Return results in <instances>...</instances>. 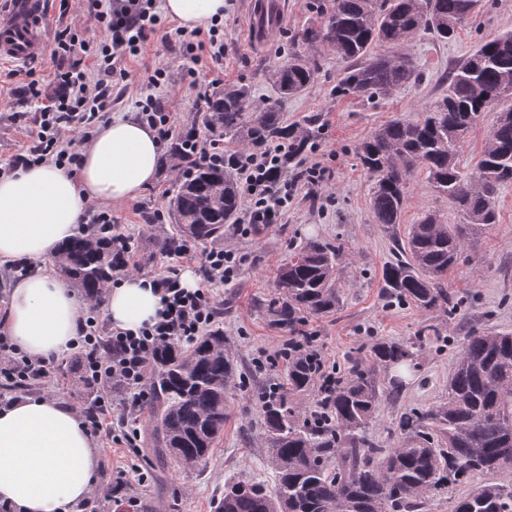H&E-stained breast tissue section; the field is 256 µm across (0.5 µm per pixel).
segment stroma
Instances as JSON below:
<instances>
[{"instance_id":"stroma-1","label":"stroma","mask_w":512,"mask_h":512,"mask_svg":"<svg viewBox=\"0 0 512 512\" xmlns=\"http://www.w3.org/2000/svg\"><path fill=\"white\" fill-rule=\"evenodd\" d=\"M283 2L287 12L279 33L259 43L247 33L255 0H226L220 21L224 58L218 65L211 63L205 50L200 53V64L194 66L183 56L185 43L206 41V29L168 43L160 34L150 35L142 55L126 61L128 78L114 80L112 104L100 117L105 124L118 115H138L137 102L146 94L148 76L162 67L178 79L169 91L170 112L174 125L186 131L200 110L201 97L219 85L242 81L252 87L253 105L275 104L285 125L318 144L316 158L328 170L329 178L319 199L297 190L271 229L247 231L236 224L225 232L223 246L236 250L238 276L231 283L212 287L211 292L222 311L219 321L234 344L244 379L226 392L228 420L209 462L197 467L174 463L161 467L146 450L125 448L103 437L94 439L99 459L96 485L124 484L122 491L98 501L99 512H214L227 480L240 476L275 485L265 461L261 396L284 373L282 353L289 334L271 326L260 305L275 297L276 272L296 245L319 240L344 246L339 310L307 317L299 327L300 334L312 337L314 348L327 364L338 365L350 357L368 359L371 345L380 339L420 340L418 370L407 378L398 399L381 401L372 425L376 436H385L391 422L406 408L429 406L447 397L448 375L466 336L487 329L512 333V186L496 201L498 223L476 236L448 273L449 289L468 294L471 301L465 319L450 322L437 313L386 298L382 270L395 239L404 236L409 225L425 213L437 214L449 224L458 223L453 204L419 174L409 185L401 223H374L372 181L357 155L362 141L384 122L418 119L438 96L440 75L467 57L481 38L512 29V0H486L485 7L451 41L437 42L420 35L409 39L401 51L422 65L426 79L370 102L337 95L345 64L327 48L315 55L316 81L310 89L294 97L278 94L267 79L268 71L287 59L289 50L297 46L298 35L318 20L308 0ZM91 3L45 0L43 54L27 64H0V175L8 174L14 159L25 153L33 140L38 103L27 97V84L35 81L43 89H54L56 35L66 27L80 31L91 25ZM170 193V177L162 170L136 200L113 206L112 215L131 245L129 262L161 271L169 265V257L155 254L154 232L145 218L165 209ZM59 379V386L38 385L25 391L0 386V402L28 394L52 397L78 410L95 395L75 362L62 365Z\"/></svg>"}]
</instances>
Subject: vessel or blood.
Wrapping results in <instances>:
<instances>
[{
  "instance_id": "vessel-or-blood-1",
  "label": "vessel or blood",
  "mask_w": 512,
  "mask_h": 512,
  "mask_svg": "<svg viewBox=\"0 0 512 512\" xmlns=\"http://www.w3.org/2000/svg\"><path fill=\"white\" fill-rule=\"evenodd\" d=\"M0 11V60L26 63L44 50L43 0H6Z\"/></svg>"
}]
</instances>
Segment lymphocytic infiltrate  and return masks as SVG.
<instances>
[{
    "label": "lymphocytic infiltrate",
    "mask_w": 512,
    "mask_h": 512,
    "mask_svg": "<svg viewBox=\"0 0 512 512\" xmlns=\"http://www.w3.org/2000/svg\"><path fill=\"white\" fill-rule=\"evenodd\" d=\"M92 7L89 27L77 33L64 29L56 37L54 54L60 69L55 90L45 93L38 84L29 86L30 95L40 101L41 107L36 117L35 143L28 154L17 158V166L75 164V147L83 139L84 129L99 119L112 101L113 77L128 76L124 60L140 56L149 35L166 27L156 10V0H93ZM148 84L151 92L138 105L143 120L160 139L179 137L207 161L235 162L245 190L243 223H276L297 188L306 189L313 197L325 182L320 162L310 155L300 156L294 147L275 144L258 153L228 154L192 132H177L166 107L165 91L174 84L171 74L154 69ZM195 259L201 262L207 285L191 291L181 285L180 268L185 261ZM135 272L149 279L160 295L161 309L155 322L136 333L107 328L100 320V301H90L76 343L86 381L104 388L95 397L93 410L81 412L91 434L97 437L103 432L101 416L112 409L108 387L133 389L138 399H148V376L155 351L174 340H191L212 325L217 307L210 288L232 282L238 266L232 250L213 248L199 258L192 246L184 244L166 270L139 266ZM57 371L52 363L19 352L0 330V386L26 388L46 382Z\"/></svg>",
    "instance_id": "f902f5d3"
}]
</instances>
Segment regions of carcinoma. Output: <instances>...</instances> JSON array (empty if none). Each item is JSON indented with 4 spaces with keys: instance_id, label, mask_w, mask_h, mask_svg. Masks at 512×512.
I'll return each mask as SVG.
<instances>
[{
    "instance_id": "obj_1",
    "label": "carcinoma",
    "mask_w": 512,
    "mask_h": 512,
    "mask_svg": "<svg viewBox=\"0 0 512 512\" xmlns=\"http://www.w3.org/2000/svg\"><path fill=\"white\" fill-rule=\"evenodd\" d=\"M484 0H322L320 20L297 38L300 52L269 74L283 95L313 84L309 54L329 47L349 66L337 88L373 100L423 79L411 58L399 54L411 36L430 34L446 42L483 7ZM512 87V31L482 39L444 77V89L416 121L394 118L358 148L373 180V221L401 222L408 184L421 172L462 217L445 224L427 214L395 241L383 267L386 296L455 320L466 314L467 298L445 285L465 240L498 223L495 200L512 184V104L491 93ZM252 90L226 84L205 99L195 122L213 144L224 139L243 151H260L296 136L276 108L248 111ZM499 115L474 171L462 172L461 143L487 112ZM173 176L169 200L172 230L155 235L161 254L182 241L224 239L236 223L240 187L231 168L199 159L175 140L162 160ZM343 246L312 240L296 246L276 273L279 296L264 304L270 322L291 334L307 315L329 314L340 305ZM57 269L85 297L99 299L128 267L112 238L83 229L55 258ZM414 341L378 340L373 364L351 358L332 385L321 384L317 350L293 336L285 353L284 390H271L261 406L267 462L276 487L241 477L224 483L215 512H424L436 495L448 496L449 512H512V333L496 330L466 337L448 376V398L405 414L388 431L391 444L370 434L383 394L397 396L401 381L381 388L379 373L417 365ZM241 378L238 357L220 324L190 343L173 342L153 357L148 379L145 441L161 463L207 464L224 435L226 392ZM314 396L310 405L301 399ZM494 475V481L474 482ZM475 483L456 493L463 483Z\"/></svg>"
}]
</instances>
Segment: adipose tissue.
<instances>
[{"label":"adipose tissue","instance_id":"adipose-tissue-1","mask_svg":"<svg viewBox=\"0 0 512 512\" xmlns=\"http://www.w3.org/2000/svg\"><path fill=\"white\" fill-rule=\"evenodd\" d=\"M225 0H163L164 13L188 32L224 15ZM154 129L130 116L100 127L79 151L77 173L51 163L0 176V265L27 263L14 283L4 328L34 359L68 352L81 335L84 307L51 265L76 235L90 202L135 200L157 175ZM113 327L138 332L161 308L150 282L131 275L109 290ZM98 457L76 411L27 396L0 404V503L11 512H73L89 494Z\"/></svg>","mask_w":512,"mask_h":512}]
</instances>
